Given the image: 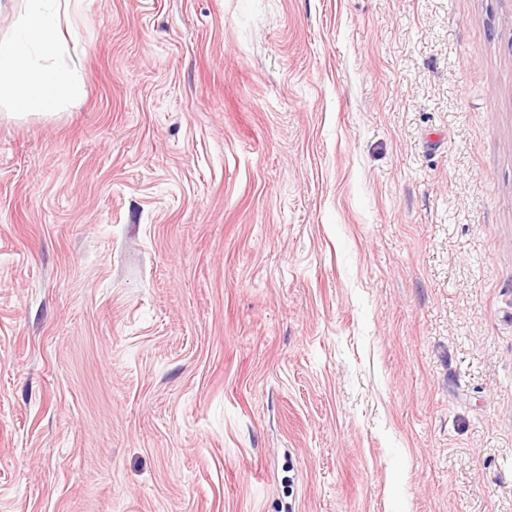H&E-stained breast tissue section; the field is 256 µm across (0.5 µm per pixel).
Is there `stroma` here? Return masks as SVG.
Instances as JSON below:
<instances>
[{"label":"stroma","instance_id":"1","mask_svg":"<svg viewBox=\"0 0 512 512\" xmlns=\"http://www.w3.org/2000/svg\"><path fill=\"white\" fill-rule=\"evenodd\" d=\"M0 102V512H512V0H72ZM23 28L8 43L0 41V97H12L21 108L54 107L74 97L80 73L64 65L66 40L59 25L70 0H26Z\"/></svg>","mask_w":512,"mask_h":512}]
</instances>
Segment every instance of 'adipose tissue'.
Masks as SVG:
<instances>
[{
  "instance_id": "adipose-tissue-1",
  "label": "adipose tissue",
  "mask_w": 512,
  "mask_h": 512,
  "mask_svg": "<svg viewBox=\"0 0 512 512\" xmlns=\"http://www.w3.org/2000/svg\"><path fill=\"white\" fill-rule=\"evenodd\" d=\"M24 25L10 42L0 41V94L22 108L53 107L74 97L82 85L77 70L64 65L67 51L59 25L70 0H26Z\"/></svg>"
}]
</instances>
